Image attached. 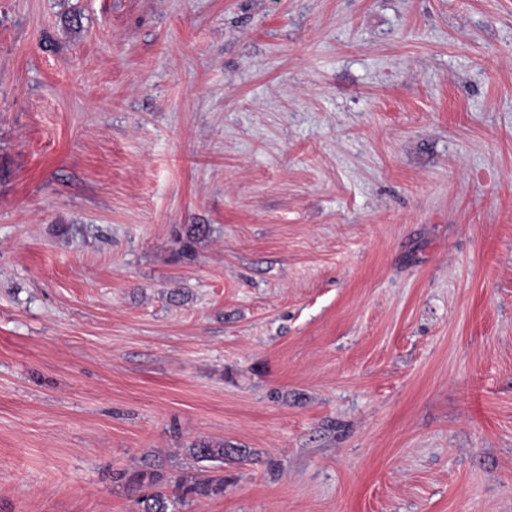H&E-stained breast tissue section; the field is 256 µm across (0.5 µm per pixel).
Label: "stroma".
Returning <instances> with one entry per match:
<instances>
[{"label": "stroma", "mask_w": 512, "mask_h": 512, "mask_svg": "<svg viewBox=\"0 0 512 512\" xmlns=\"http://www.w3.org/2000/svg\"><path fill=\"white\" fill-rule=\"evenodd\" d=\"M148 468L512 512V0H0V512ZM190 451L198 461L224 460V444L205 439H198L192 443Z\"/></svg>", "instance_id": "stroma-1"}]
</instances>
